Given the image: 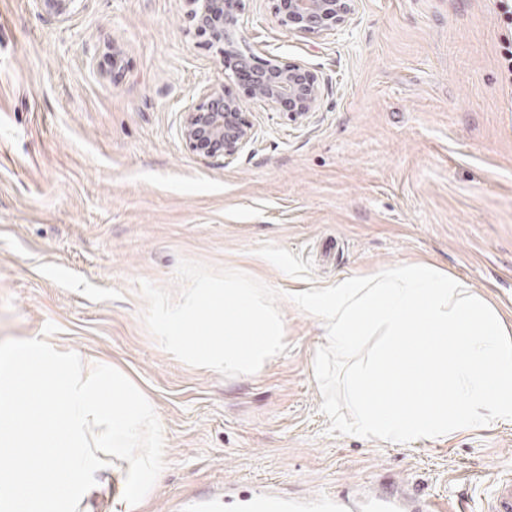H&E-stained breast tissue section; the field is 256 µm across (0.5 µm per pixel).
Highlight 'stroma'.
Wrapping results in <instances>:
<instances>
[{
  "mask_svg": "<svg viewBox=\"0 0 512 512\" xmlns=\"http://www.w3.org/2000/svg\"><path fill=\"white\" fill-rule=\"evenodd\" d=\"M240 13L258 59H301L320 78L307 120L225 76L183 0H77L63 23L0 0V340L105 363L152 400L164 467L137 512L208 488L243 512L266 486L331 493L350 512L386 488L399 512L433 499L483 512L512 421L405 445L329 433L323 323L290 294L425 262L512 328V89L493 0H359L349 27L314 38L279 26L273 0ZM216 83L258 136L228 165L178 135L181 109ZM182 259L279 291L284 353L227 377L165 351L139 283L179 296Z\"/></svg>",
  "mask_w": 512,
  "mask_h": 512,
  "instance_id": "1",
  "label": "stroma"
}]
</instances>
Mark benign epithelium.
Here are the masks:
<instances>
[{"mask_svg":"<svg viewBox=\"0 0 512 512\" xmlns=\"http://www.w3.org/2000/svg\"><path fill=\"white\" fill-rule=\"evenodd\" d=\"M77 0H35L41 13L58 22L73 13ZM240 0H184L198 33H208L218 45L224 63L251 78V97L269 109H288L292 121H304L317 111L322 85L302 60L284 61L270 55L260 65L243 32ZM358 0H276L277 23L298 36L334 34L357 10ZM179 134L183 147L196 151L208 145L204 156L228 165L250 150L256 130L241 112L240 102L224 95V86H204L180 111Z\"/></svg>","mask_w":512,"mask_h":512,"instance_id":"obj_1","label":"benign epithelium"}]
</instances>
